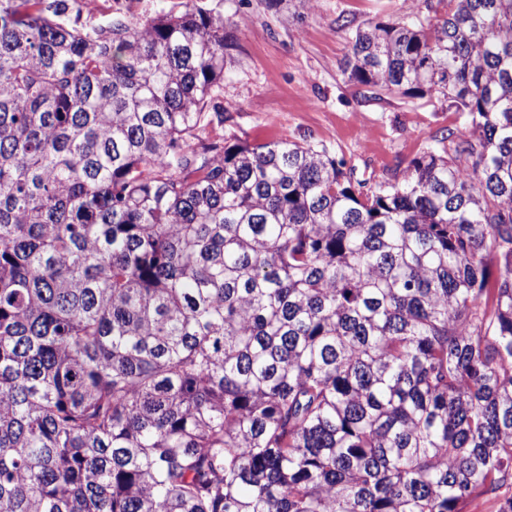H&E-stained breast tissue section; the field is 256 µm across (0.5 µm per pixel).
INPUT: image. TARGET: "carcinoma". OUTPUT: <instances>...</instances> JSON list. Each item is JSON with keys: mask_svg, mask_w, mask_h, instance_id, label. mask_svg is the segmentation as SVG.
I'll use <instances>...</instances> for the list:
<instances>
[{"mask_svg": "<svg viewBox=\"0 0 512 512\" xmlns=\"http://www.w3.org/2000/svg\"><path fill=\"white\" fill-rule=\"evenodd\" d=\"M76 2L0 0V512H512V0L352 30L468 127L373 189L211 135L224 0ZM187 0H138L134 13L127 15L128 20H138L156 15L161 10L177 12L184 9Z\"/></svg>", "mask_w": 512, "mask_h": 512, "instance_id": "carcinoma-1", "label": "carcinoma"}]
</instances>
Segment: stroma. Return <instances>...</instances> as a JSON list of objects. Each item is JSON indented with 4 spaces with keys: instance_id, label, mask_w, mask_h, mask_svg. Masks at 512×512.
Listing matches in <instances>:
<instances>
[{
    "instance_id": "1",
    "label": "stroma",
    "mask_w": 512,
    "mask_h": 512,
    "mask_svg": "<svg viewBox=\"0 0 512 512\" xmlns=\"http://www.w3.org/2000/svg\"><path fill=\"white\" fill-rule=\"evenodd\" d=\"M426 0H226L234 62L213 104L226 141H307L326 148L368 186L397 183L410 162L436 148L443 129L465 135L455 112L401 95L368 97L348 82L341 62L350 30L426 10Z\"/></svg>"
}]
</instances>
